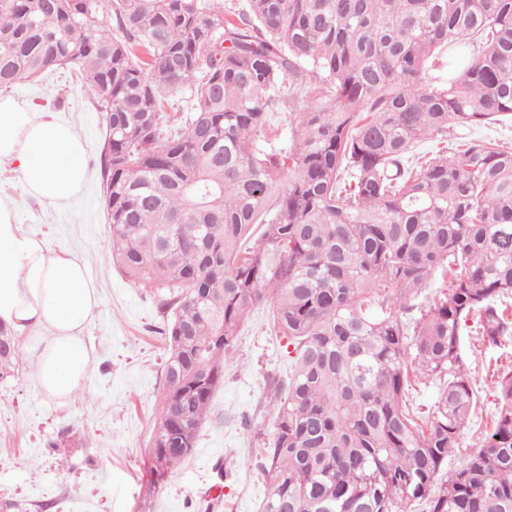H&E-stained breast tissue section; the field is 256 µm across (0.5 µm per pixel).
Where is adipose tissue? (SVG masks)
Returning a JSON list of instances; mask_svg holds the SVG:
<instances>
[{"instance_id":"1","label":"adipose tissue","mask_w":512,"mask_h":512,"mask_svg":"<svg viewBox=\"0 0 512 512\" xmlns=\"http://www.w3.org/2000/svg\"><path fill=\"white\" fill-rule=\"evenodd\" d=\"M16 164L28 193L64 204L86 180L81 139L67 124L0 96V164ZM100 303L84 265L24 233L11 200L0 198V323L24 333L31 365L46 396L71 401L89 363L84 340Z\"/></svg>"}]
</instances>
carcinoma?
<instances>
[{"instance_id": "carcinoma-1", "label": "carcinoma", "mask_w": 512, "mask_h": 512, "mask_svg": "<svg viewBox=\"0 0 512 512\" xmlns=\"http://www.w3.org/2000/svg\"><path fill=\"white\" fill-rule=\"evenodd\" d=\"M467 41L477 56L421 87ZM61 68L112 114L110 257L167 318L152 485L193 454L267 304L292 371L260 512H512V369L481 447L441 474L477 402L464 327L512 339V147L413 157L426 134L512 118V0H0V91ZM185 86L172 125L163 95ZM315 92L325 105L290 113L291 143L269 137ZM438 274L449 287L405 319ZM16 367L0 325V380ZM416 378L438 383L427 420L407 405ZM323 100H315V94H311L309 97H305L300 100H295L290 103V107L287 112H281L273 121L272 129L274 132L271 135H276L277 137H286L288 135L289 139V131H290V115L289 112H302L307 106L311 104H319ZM288 117V119H287Z\"/></svg>"}]
</instances>
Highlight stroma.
<instances>
[{"label":"stroma","instance_id":"1","mask_svg":"<svg viewBox=\"0 0 512 512\" xmlns=\"http://www.w3.org/2000/svg\"><path fill=\"white\" fill-rule=\"evenodd\" d=\"M9 95L70 124L84 143L88 178L69 203L32 198L20 172L6 165L0 166V197L15 202L24 232L85 264L100 305L86 326L91 360L73 402L58 403L41 391L25 342L17 340V375L0 382V504L14 503L15 512H259L268 488L259 451L275 432L270 384L290 372L285 341L269 329L270 307H254L242 326L193 455L151 488V435L167 356L164 319L152 290L109 263L100 176L104 116L69 68L19 84ZM464 137L512 146V120L449 128L422 140L416 154L455 147ZM464 360L476 379L477 408L459 455L448 460L452 469L480 447L492 424L495 374L512 363V340L493 345L469 333ZM214 484L223 486V495L206 497Z\"/></svg>","mask_w":512,"mask_h":512}]
</instances>
